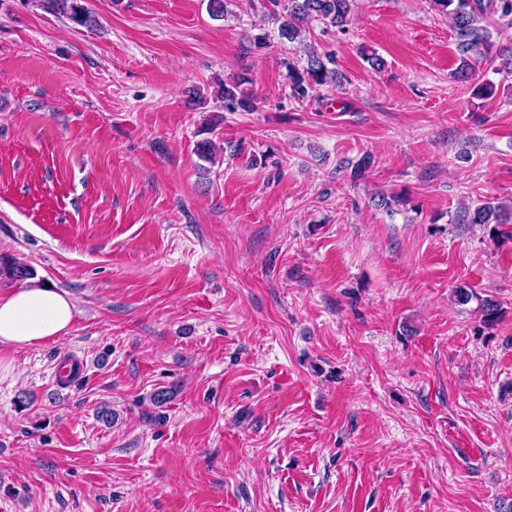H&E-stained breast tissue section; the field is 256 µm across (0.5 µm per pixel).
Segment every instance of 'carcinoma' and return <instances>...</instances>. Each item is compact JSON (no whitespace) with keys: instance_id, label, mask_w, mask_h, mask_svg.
I'll return each instance as SVG.
<instances>
[{"instance_id":"carcinoma-1","label":"carcinoma","mask_w":512,"mask_h":512,"mask_svg":"<svg viewBox=\"0 0 512 512\" xmlns=\"http://www.w3.org/2000/svg\"><path fill=\"white\" fill-rule=\"evenodd\" d=\"M433 7L446 16L457 36L459 80H470L477 64L499 62L497 71L512 76V46H494L485 23L497 17L512 22V0H431ZM272 13L278 22V34L290 43H296L304 52L303 64L287 63L290 97L303 102L323 86L341 84L344 75L336 67V61L328 53L319 52L306 41L309 25L318 21L325 26L345 31L354 7V0H269ZM39 5L48 13L68 18L71 22L90 27L95 17L78 0H39ZM248 79L242 77L231 82H220L214 97L224 104L227 112H250L254 103L252 95L244 89ZM505 214L503 205L486 198L461 208L454 218L456 224H479L489 228V236L495 238L505 234L512 238V231L504 232ZM24 281L32 279L35 271L30 266L17 262L0 261V277ZM456 301L466 305L477 300L484 321L492 323L501 314L500 304L491 298H482L471 289H455Z\"/></svg>"}]
</instances>
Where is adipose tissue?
I'll return each instance as SVG.
<instances>
[{"label":"adipose tissue","instance_id":"ef3b65f1","mask_svg":"<svg viewBox=\"0 0 512 512\" xmlns=\"http://www.w3.org/2000/svg\"><path fill=\"white\" fill-rule=\"evenodd\" d=\"M73 309L67 292L42 284L0 296V344L33 348L63 336Z\"/></svg>","mask_w":512,"mask_h":512}]
</instances>
